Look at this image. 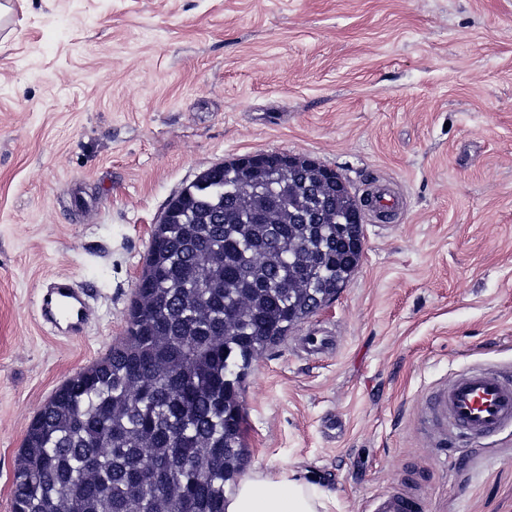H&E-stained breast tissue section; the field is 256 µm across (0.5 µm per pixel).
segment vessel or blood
I'll list each match as a JSON object with an SVG mask.
<instances>
[{
  "label": "vessel or blood",
  "instance_id": "vessel-or-blood-1",
  "mask_svg": "<svg viewBox=\"0 0 512 512\" xmlns=\"http://www.w3.org/2000/svg\"><path fill=\"white\" fill-rule=\"evenodd\" d=\"M40 313L56 332L72 336L88 325V295L68 278H56L41 295ZM434 410L465 438L484 439L512 425V375L470 369L435 390ZM410 498L389 492L374 498L372 512H417Z\"/></svg>",
  "mask_w": 512,
  "mask_h": 512
}]
</instances>
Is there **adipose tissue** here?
Segmentation results:
<instances>
[{
  "label": "adipose tissue",
  "mask_w": 512,
  "mask_h": 512,
  "mask_svg": "<svg viewBox=\"0 0 512 512\" xmlns=\"http://www.w3.org/2000/svg\"><path fill=\"white\" fill-rule=\"evenodd\" d=\"M331 495L296 472L254 473L241 480L225 512H328Z\"/></svg>",
  "instance_id": "obj_1"
}]
</instances>
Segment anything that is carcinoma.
<instances>
[{
    "label": "carcinoma",
    "instance_id": "carcinoma-1",
    "mask_svg": "<svg viewBox=\"0 0 512 512\" xmlns=\"http://www.w3.org/2000/svg\"><path fill=\"white\" fill-rule=\"evenodd\" d=\"M279 162L227 161L222 182L208 169L154 225L124 335L27 428L14 512H225L252 362L336 297L363 253L351 186L309 158Z\"/></svg>",
    "mask_w": 512,
    "mask_h": 512
}]
</instances>
